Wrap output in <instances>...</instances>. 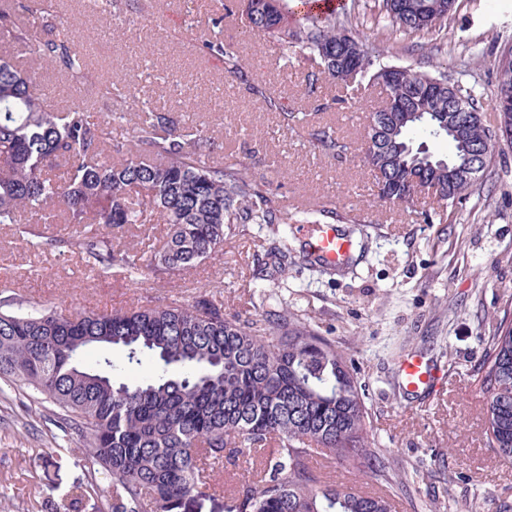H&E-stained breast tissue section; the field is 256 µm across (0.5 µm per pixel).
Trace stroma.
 I'll return each instance as SVG.
<instances>
[{
    "label": "stroma",
    "instance_id": "obj_1",
    "mask_svg": "<svg viewBox=\"0 0 512 512\" xmlns=\"http://www.w3.org/2000/svg\"><path fill=\"white\" fill-rule=\"evenodd\" d=\"M39 38L82 36L87 67L79 81L39 69L51 108L87 104L105 138L136 152L127 115L147 109L200 126L214 144L209 161L250 166L277 214L332 204L335 221L356 244L350 269L329 272L290 255L287 280L267 277L273 225L249 224L222 250L178 276L155 278L151 264L167 239L160 218L103 228L112 246L134 255L132 268H100L72 251L76 226L60 222L0 224V306L70 316L206 297L242 320L288 308L350 354L365 391L370 431L381 464L366 476L321 461L324 472L369 494H389L395 512H512V464L484 435L481 366L504 303L512 302V142L498 141L472 194L427 224L431 206L382 205L360 160L364 112L384 94L368 82L310 86L308 66L284 58L277 42L245 35L227 22L224 0H14ZM336 17L356 40L384 50L389 63L428 70L437 62L449 83L470 92L488 126H496L497 65L512 50V0H456L442 30L402 34L380 16V0H341ZM234 43L251 82L280 99L298 121L283 127L239 81L227 77L208 42ZM331 126L348 142L341 157L312 139ZM421 353L442 368L432 399L396 390L397 368ZM50 404L0 380V512H109V481L87 494L93 466L86 441L46 424Z\"/></svg>",
    "mask_w": 512,
    "mask_h": 512
}]
</instances>
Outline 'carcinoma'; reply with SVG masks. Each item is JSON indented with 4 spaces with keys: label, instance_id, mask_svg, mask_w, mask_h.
<instances>
[{
    "label": "carcinoma",
    "instance_id": "obj_1",
    "mask_svg": "<svg viewBox=\"0 0 512 512\" xmlns=\"http://www.w3.org/2000/svg\"><path fill=\"white\" fill-rule=\"evenodd\" d=\"M454 0H382L383 18L403 33L442 27ZM249 34H264L302 56L308 80L351 84L367 78L380 86L384 104L369 115L363 162L396 191L381 201H411L409 180L421 176L435 189L436 207L423 222L443 221L448 207L470 194L476 180L448 182V165L489 164L485 147L493 132L474 98L446 78L375 62L351 40L345 25L328 15L292 18L288 0H224ZM224 57V72L242 77L234 46L208 44ZM40 60L78 79L83 58L64 40L36 42ZM512 88V55L498 68L496 110L512 139V112H501V92ZM266 109L296 115L250 85ZM462 101L465 110L453 107ZM134 133L141 154L119 164L96 161L103 132L84 107L50 112L35 77L0 54V224H16L26 212L51 224L83 227L70 246L93 265L130 266L102 226L144 223L151 210L169 224L156 258L157 276H170L208 258L242 224H273L271 199L246 166L224 168L206 159L209 140L198 126H184L159 112L138 116ZM316 140L325 152L349 150L336 130ZM446 140L443 156L428 142ZM66 175L51 177L59 162ZM287 229L267 251L271 274L288 278ZM120 348L126 358L84 361L90 349ZM149 361L133 381L123 373ZM347 350L320 336L284 308L236 320L209 299L190 305L144 307L82 317L33 310H0V378L36 391L54 406L52 420L88 442L90 461L112 480L109 512H186L215 495L214 468L224 459L253 456L250 479L236 486L226 512H392L388 497L336 484L310 466L315 457L359 470L376 466L364 393L349 368ZM486 438L512 461V319L501 320L483 362ZM276 445L272 458L265 446Z\"/></svg>",
    "mask_w": 512,
    "mask_h": 512
}]
</instances>
